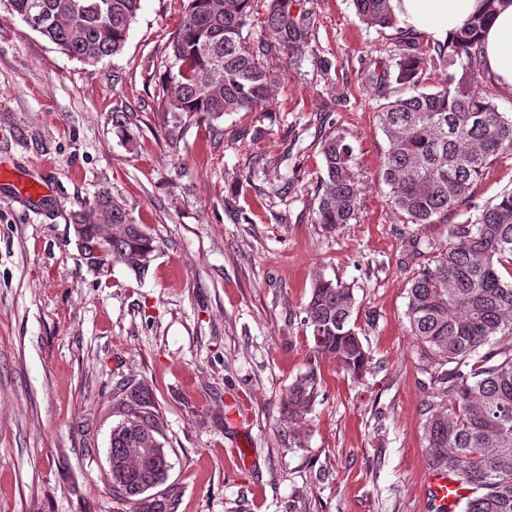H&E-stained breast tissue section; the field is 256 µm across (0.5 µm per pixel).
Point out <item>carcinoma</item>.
Listing matches in <instances>:
<instances>
[{"instance_id":"cac0c4a2","label":"carcinoma","mask_w":512,"mask_h":512,"mask_svg":"<svg viewBox=\"0 0 512 512\" xmlns=\"http://www.w3.org/2000/svg\"><path fill=\"white\" fill-rule=\"evenodd\" d=\"M141 0H10L26 24L63 53L95 64L121 53ZM257 0H184L169 41V62L158 89L167 112L210 121L229 112L267 106L276 83L266 62L285 64L311 48L314 18L297 0H269L255 40L244 31L256 21ZM435 53L423 57L405 46L368 82L385 97L390 81L402 92L381 104L378 124L387 140L381 179L391 205L414 224L461 204L490 158L512 152V113L502 112L481 87L479 34L503 0H483ZM369 27L393 28L390 0H354ZM448 69L434 92L418 89L430 67ZM324 175L315 222L334 232L353 219L362 188L350 146L336 131L321 142ZM94 219L76 211L72 222L84 255L121 259L135 273L148 269L159 245L135 223L125 204L108 190L92 206ZM508 271L503 276L501 270ZM350 285L317 274L302 322L312 329L315 352L329 355L354 379L363 376L369 353L356 330ZM431 369L435 397L426 408L423 431L433 468L458 477L468 493L461 512H512V190L450 225L448 247L412 278L406 310ZM320 394L314 370L288 389V418L305 416ZM122 416L112 427L108 451L114 499L132 512H171L169 494L150 490L165 482L170 463L163 422L153 390L142 382L118 395Z\"/></svg>"}]
</instances>
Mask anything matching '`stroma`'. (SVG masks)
I'll list each match as a JSON object with an SVG mask.
<instances>
[{"label": "stroma", "mask_w": 512, "mask_h": 512, "mask_svg": "<svg viewBox=\"0 0 512 512\" xmlns=\"http://www.w3.org/2000/svg\"><path fill=\"white\" fill-rule=\"evenodd\" d=\"M182 6L141 0L123 52L87 64L0 0V163L47 184L28 198L0 182V512H129L108 447L115 398L139 382L164 422L173 512H429L432 384L407 289L450 225L512 189V153L462 205L411 223L379 178L387 141L360 69L431 40L310 0L312 50L285 71L271 61L264 110L179 118L157 94ZM332 129L363 188L333 233L313 213ZM105 189L160 245L143 277L76 244L73 212ZM317 272L353 289L362 380L314 355L301 308ZM312 368L321 394L289 421L288 388Z\"/></svg>", "instance_id": "1"}]
</instances>
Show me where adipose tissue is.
<instances>
[{
  "label": "adipose tissue",
  "instance_id": "1",
  "mask_svg": "<svg viewBox=\"0 0 512 512\" xmlns=\"http://www.w3.org/2000/svg\"><path fill=\"white\" fill-rule=\"evenodd\" d=\"M402 28L444 43L482 7V0H390ZM482 64L512 87V4L500 7L481 37Z\"/></svg>",
  "mask_w": 512,
  "mask_h": 512
}]
</instances>
